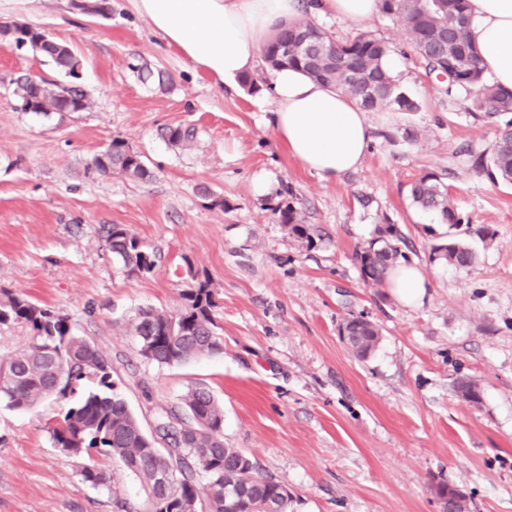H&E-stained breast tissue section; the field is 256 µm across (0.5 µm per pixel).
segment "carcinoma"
Instances as JSON below:
<instances>
[{
    "label": "carcinoma",
    "instance_id": "1",
    "mask_svg": "<svg viewBox=\"0 0 512 512\" xmlns=\"http://www.w3.org/2000/svg\"><path fill=\"white\" fill-rule=\"evenodd\" d=\"M380 9L398 21L406 43L426 72L445 75L441 93L448 100L463 91L475 112L488 117L512 113V89L486 78L479 53L466 36L468 0H380ZM0 41L18 49L28 46L65 75L56 83L35 75L17 77L13 94L20 111L31 106L38 113L60 112L68 102L88 109L90 99L76 73L80 60L47 31L26 24L0 25ZM261 52L271 69L299 68L318 81L335 85L366 111L419 109L418 102L401 91L385 67L391 44L369 33L337 41L306 11L296 22L282 26ZM475 164L491 179L512 183V119L498 129L489 153L478 156ZM92 167L99 173L118 171L138 180L151 177L142 155L119 138L94 157ZM410 195L417 206L438 211L449 226L460 223L448 187L436 174L426 173L416 180ZM281 223L297 239L310 238L309 228L298 222L297 212L289 204L281 211ZM378 234L357 252V261L364 282L382 287L389 271L406 255L399 246L402 238L397 225L385 224ZM105 241L128 276L153 271L154 250L126 225H108ZM431 253L460 269L472 267L476 259L466 244L452 239L432 245ZM186 273L189 283L179 310L142 309L134 320L140 354L159 365L223 350L211 284L190 264ZM11 323L29 327L34 341L0 360V403L29 409L51 396H72L85 379L98 378V389L85 394L61 417L48 420L47 429L67 455L89 456L94 450L119 461L140 483L142 512H289L293 496L288 487L261 471L253 457L224 445L223 408L210 391L200 387L189 390L183 398L188 420L175 415L158 425L169 446L162 453L116 391L99 351L72 332L65 318L20 293L3 291L0 326ZM343 326L348 331L360 328L363 340L351 344V349L358 359L367 358L379 342L377 327L371 322L358 323L355 315L345 319ZM173 470L176 479L158 485V476ZM81 476L94 487L111 489L105 471L94 463L84 465Z\"/></svg>",
    "mask_w": 512,
    "mask_h": 512
}]
</instances>
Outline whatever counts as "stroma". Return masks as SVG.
I'll use <instances>...</instances> for the list:
<instances>
[{"label": "stroma", "mask_w": 512, "mask_h": 512, "mask_svg": "<svg viewBox=\"0 0 512 512\" xmlns=\"http://www.w3.org/2000/svg\"><path fill=\"white\" fill-rule=\"evenodd\" d=\"M102 17L70 0H0V24L26 23L68 44L82 63L84 112L19 111L13 81L57 72L30 49L0 46V287L67 318L106 360L143 431L183 413L191 388L224 408V441L288 486L293 512H443L438 486L461 489L469 512H512V184L474 167L503 117L472 114L438 91L380 13L354 23L321 18L336 39L368 32L402 62L396 77L415 112H372L361 167L332 182L292 157L272 124L273 71L216 85L138 15L111 0ZM166 88L143 82L140 67ZM193 127L186 146L168 128ZM120 138L141 153L149 180L91 167ZM442 177L462 222L416 206L412 184ZM269 188L256 193L254 180ZM292 206L312 236L295 239L279 210ZM123 224L157 252L154 270L127 276L103 228ZM381 224L426 276L421 303L367 285L355 254ZM476 254L466 270L432 258L447 237ZM211 283L221 353L171 366L148 361L132 326L139 309L182 305L187 268ZM362 315L381 341L365 360L343 340ZM474 381L480 400L454 389ZM50 397L29 410L0 403V512H140L138 480L98 456L110 489L84 482V460L56 448L47 420L70 407Z\"/></svg>", "instance_id": "1"}]
</instances>
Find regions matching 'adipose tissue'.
<instances>
[{"label":"adipose tissue","mask_w":512,"mask_h":512,"mask_svg":"<svg viewBox=\"0 0 512 512\" xmlns=\"http://www.w3.org/2000/svg\"><path fill=\"white\" fill-rule=\"evenodd\" d=\"M167 46L216 83L243 78L258 64L260 48L283 24L301 15L300 0H134ZM379 0H313L312 15L361 22ZM468 36L493 81L512 89V0H469ZM273 122L289 153L321 179L359 168L371 141L365 111L333 85L305 72L273 74Z\"/></svg>","instance_id":"ef3b65f1"}]
</instances>
